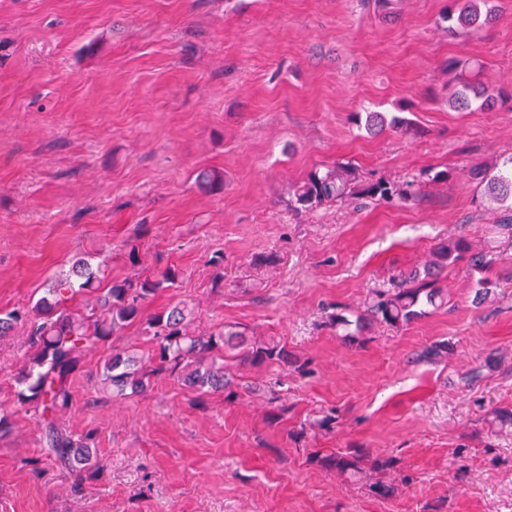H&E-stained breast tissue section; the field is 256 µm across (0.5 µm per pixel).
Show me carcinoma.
Instances as JSON below:
<instances>
[{
	"instance_id": "obj_1",
	"label": "carcinoma",
	"mask_w": 512,
	"mask_h": 512,
	"mask_svg": "<svg viewBox=\"0 0 512 512\" xmlns=\"http://www.w3.org/2000/svg\"><path fill=\"white\" fill-rule=\"evenodd\" d=\"M448 20L452 28L474 30L489 23L492 13H481V0H451ZM499 91L488 87L463 86L450 97L457 109L472 106L490 108ZM356 123H364L369 132L387 128L401 129L404 120L388 117L383 112L355 115ZM510 167L494 175H483L487 191L499 201L512 199V159ZM354 170L344 166L309 175L297 189L292 210H312L342 201L353 195L372 200L398 197L415 202L421 197V181L411 180L402 186L376 181L355 189ZM470 244L463 237L453 238L434 251L431 270L425 275L414 270L402 276L391 291L375 294L367 304L368 316L393 328L404 327L426 315V307L436 304L438 290L429 280L432 270H440L457 262L469 252ZM105 270L83 258L75 261L71 273L58 276L46 295L32 306L0 310V338L11 335L15 326L28 321L29 356L18 373V383L25 389L17 392L18 400L42 426L40 445L56 465L72 474L96 473L101 462L93 455L89 434L75 437L58 420V413L72 402L70 384L81 369L85 354L98 342L136 322L143 306L157 291L175 284L176 273L163 272L154 278L132 281L113 280L106 288L98 283ZM90 294L94 305L89 315L77 314L65 303L77 295ZM194 311L178 303L152 316L155 347L151 356L140 359L127 349H115L103 366V389L119 397L139 396L146 392L153 379L167 373L177 375L184 385L203 393L225 391L232 385L227 362L236 359L252 365H288V350L278 342L253 340L245 331L227 329L217 335L196 336L188 332Z\"/></svg>"
}]
</instances>
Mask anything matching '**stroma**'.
Returning <instances> with one entry per match:
<instances>
[{"instance_id": "stroma-1", "label": "stroma", "mask_w": 512, "mask_h": 512, "mask_svg": "<svg viewBox=\"0 0 512 512\" xmlns=\"http://www.w3.org/2000/svg\"><path fill=\"white\" fill-rule=\"evenodd\" d=\"M485 7L466 33L448 0H0V309L79 258L178 272L72 380L62 420L95 431L98 476L24 467L42 453L16 396L28 324L0 340V512H512V203L476 179L512 158V0ZM464 81L499 90L493 108L450 107ZM367 111L411 127L368 133ZM347 164L423 197L289 210L311 171ZM461 236L485 262L440 270L426 316L331 324ZM179 302L190 332L237 326L290 364H231L234 396L201 406L168 375L113 399V348L151 352L146 317Z\"/></svg>"}]
</instances>
